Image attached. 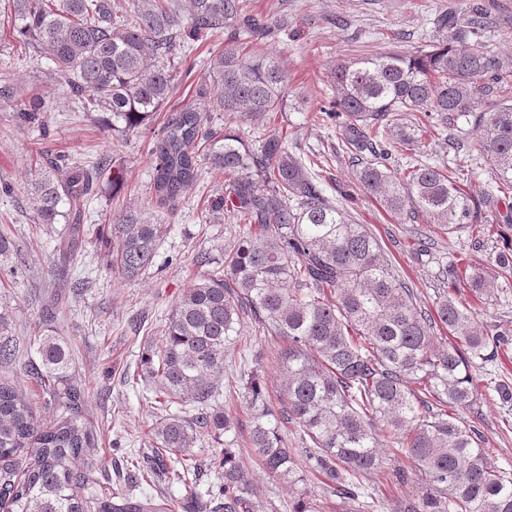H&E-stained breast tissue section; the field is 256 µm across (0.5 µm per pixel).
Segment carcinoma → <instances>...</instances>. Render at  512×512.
I'll return each mask as SVG.
<instances>
[{
	"mask_svg": "<svg viewBox=\"0 0 512 512\" xmlns=\"http://www.w3.org/2000/svg\"><path fill=\"white\" fill-rule=\"evenodd\" d=\"M188 22L174 0H132L118 12L111 0H7L3 16L21 42L43 53L84 112L112 116L106 127L152 131L151 121L175 83L189 77L176 59L184 27L197 36L224 29L227 44L214 59L219 88L197 95L213 100L184 109L163 123L154 142L157 204L170 206L196 181L198 163L224 175V195L210 203L243 222L224 266L201 274L172 307L160 343L141 356V376L151 380L161 415L155 430L154 466L132 475L147 485L162 479L184 495L83 494L93 482L87 449L97 433L87 418L89 392L70 381L72 349L57 329L33 337L39 363L30 365L59 415L41 421L15 382L0 374V509L3 512H252L251 481L239 454L224 449L217 491L198 489L191 450L203 434L231 431L224 415V357L244 322L280 342L277 358L287 378L278 408L260 382L243 384L252 421L250 441L265 473L296 484L308 468L331 480L338 512H369L376 499L367 475L383 468L389 447L419 465L422 487L398 500L394 512H512V473L498 467L479 431L457 412L478 399L474 369L488 360L489 339L461 288L479 302L490 296V274L473 262L464 275L448 270L447 286L433 308L417 304L414 289L396 272L377 237L323 193L311 167L274 132L250 144L229 128L216 129L217 112L264 121L282 110L288 73L277 55H255L241 41L278 29L248 11L246 0H188ZM437 38L418 55L389 52L339 61L332 70L334 97L313 115L338 127L342 147L359 163L362 188L394 214L426 217L448 234L467 228L483 244L481 211L493 214L497 235L511 244L492 257L493 275L512 279V56L485 44L497 28L512 41V25L495 26L488 11L441 9ZM490 98V107L480 108ZM22 126L46 130L38 96L15 100ZM422 112L444 129L466 117L474 123L473 164L488 161L496 181L476 203L457 185L445 163L416 159L398 171L388 160L391 140L416 138L404 113ZM123 175L100 161L83 165L65 155L40 158L30 170L37 223L64 224L57 252L70 263L82 244L80 224L103 186L117 193ZM162 225L128 209L109 225L103 241L112 270L135 278L152 266ZM443 327L455 342L438 336ZM13 315L0 307V371L20 360ZM297 424L303 447L291 448L280 432Z\"/></svg>",
	"mask_w": 512,
	"mask_h": 512,
	"instance_id": "1",
	"label": "carcinoma"
}]
</instances>
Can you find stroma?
Segmentation results:
<instances>
[{"mask_svg": "<svg viewBox=\"0 0 512 512\" xmlns=\"http://www.w3.org/2000/svg\"><path fill=\"white\" fill-rule=\"evenodd\" d=\"M472 2L251 0L255 14L281 22L275 38L258 39L248 46L253 53H276L288 71V97L275 128L282 130L289 150L301 158L320 156L325 195L343 202L358 223L368 225L396 271L426 307L434 302L450 263L463 254L495 253L503 249L502 239L492 238L480 250L466 231L449 235L423 220L385 211L358 188L351 161L337 155L335 128L313 122L311 115L332 94L330 73L338 59L426 49L433 41L432 12L437 4H447L462 14ZM226 39L220 29L195 38L187 58L191 78L176 86L167 112L198 105L193 84L198 80L214 83L211 62ZM48 65L46 57L21 47L18 38L0 25V87L13 88L21 97L40 95L48 108L50 127L49 136L44 137L38 129L20 126L11 106L0 101V179L14 187L12 195L0 194V231L18 247L10 270L0 273V303L12 310L14 334L23 347L19 363L9 374L33 401L39 418L52 420L54 407L46 402L26 366L38 359L29 339L40 326L41 311L51 299H59L55 326L72 348V378L89 387L87 417L98 434V445L90 451L97 467L91 489L121 493L131 482L127 473L116 471V464L135 457L150 460L158 420L153 392L137 374L141 354L147 342L159 340L175 301L201 274L197 256L207 254L223 261L225 250L236 242L238 225L233 217L205 211V201L223 195L224 182L200 168L185 199L160 212L164 232L153 266L132 279L109 270L99 236L115 211L150 210L155 165L152 143L136 132L120 136L105 130L100 113L77 111L64 80L49 75ZM44 148L77 161L113 157L124 165L121 190L103 193L91 203L84 220L88 228L85 245L68 270L57 277L51 276L50 267L57 259L55 248L62 227L35 223L34 212L26 204L24 172ZM77 278L86 281V288L73 289ZM476 310L489 336L512 334V282L496 279L492 299L477 304ZM271 344L270 337L256 335L252 325H245L239 345L224 358V386L241 385L253 367L268 400L275 405L283 401V374L270 354ZM476 376L477 404L461 411L460 418L477 427L485 447L495 451L494 462L512 473V359L486 364ZM225 411L233 429L219 440L203 436L193 450L201 485L218 482L214 461L229 445L239 451L251 476L254 512H283L288 486L269 478L250 448V413L244 399L226 405Z\"/></svg>", "mask_w": 512, "mask_h": 512, "instance_id": "1", "label": "stroma"}]
</instances>
